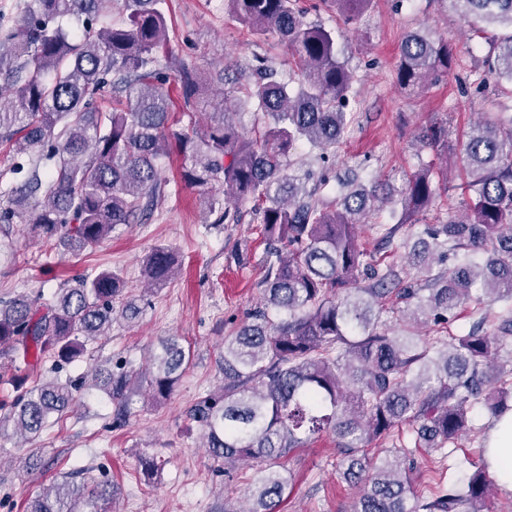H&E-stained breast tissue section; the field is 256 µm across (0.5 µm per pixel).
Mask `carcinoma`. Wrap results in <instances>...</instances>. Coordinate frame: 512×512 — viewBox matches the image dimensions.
<instances>
[{
  "label": "carcinoma",
  "instance_id": "1",
  "mask_svg": "<svg viewBox=\"0 0 512 512\" xmlns=\"http://www.w3.org/2000/svg\"><path fill=\"white\" fill-rule=\"evenodd\" d=\"M372 2L324 0L347 25ZM444 2L463 21L493 29L475 84L491 77L512 97V0ZM165 3L124 0L114 21V0H32L15 23H0V145L20 154L27 171L15 194L0 199V223L23 216L47 246L91 250L152 208L173 137L190 160L181 181L223 187L226 224L241 223V207L251 205L268 241L260 306L224 337V383L188 410L224 470L256 463L250 507L240 512H277L289 485L283 460L325 429L343 442L344 479L361 485L354 512H483L495 486L486 469L410 506L413 481L403 460L457 441L474 405L497 417L512 396V359H501L512 341V119L479 122L461 144L471 196L458 216L437 212L440 180L448 177L431 165L403 174L398 186L343 183L329 199L324 176L292 172L284 159L304 147L326 157L355 120L345 111L356 75L339 57L342 30L307 21L298 0H225L252 34L273 33L288 47L292 75L281 79L261 63L242 66L243 81L206 99L199 74L181 69L176 82L185 107L213 111L203 113V124L171 135L173 66L161 55ZM82 15L81 32L64 24ZM451 64L447 41L411 32L399 45L395 82L416 92ZM232 92L254 106L250 133L227 112ZM418 140L437 149L448 143V129L427 128ZM384 207L394 223L374 229L386 243L425 225V237L404 240L399 265L381 263L359 243L369 214ZM179 269L174 251L156 247L143 273L162 284ZM126 288L122 274L108 268L39 306L24 296L0 300V379L11 376L18 390L0 400V433L11 424L36 437L72 406L77 384L45 380L42 368L77 361L114 321L138 315ZM393 297L402 307L388 305ZM466 302L477 319L450 342L448 315ZM395 309L411 316L397 330L383 320ZM191 362L190 348L169 337L145 372L116 364L102 392L120 420L131 386L141 380L152 397H167ZM30 378L35 385L27 388ZM405 426L411 443L368 455L369 444L397 438ZM113 498L108 480L65 476L26 512H112Z\"/></svg>",
  "mask_w": 512,
  "mask_h": 512
}]
</instances>
